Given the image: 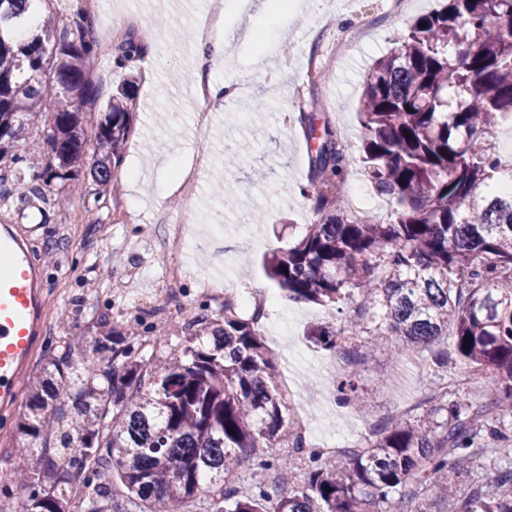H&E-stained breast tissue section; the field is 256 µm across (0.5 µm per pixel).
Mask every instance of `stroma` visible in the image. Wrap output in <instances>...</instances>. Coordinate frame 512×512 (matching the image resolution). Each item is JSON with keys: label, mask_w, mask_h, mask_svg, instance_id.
Masks as SVG:
<instances>
[{"label": "stroma", "mask_w": 512, "mask_h": 512, "mask_svg": "<svg viewBox=\"0 0 512 512\" xmlns=\"http://www.w3.org/2000/svg\"><path fill=\"white\" fill-rule=\"evenodd\" d=\"M206 0H100L96 15L85 28L91 37L119 47L127 38L142 40L143 23L157 22L164 51L144 47L132 67L120 68L112 53L93 57L90 75L98 86V105L132 78L136 81L133 130L123 160L114 170L119 189L101 187L79 174L54 180L48 198L15 194L0 202L1 224H28L41 213L43 230L31 241V251L45 277L43 316L48 324L36 344L32 365L22 374L20 401H27L28 386L37 369L56 351L60 336H93L98 332L96 313L123 328L140 320L142 335L151 339L150 352L165 355L181 344L186 312L217 309V301L200 294L198 281L211 278L224 287L247 295L261 288L273 295L262 319L280 326V333L264 332L266 347L276 366L281 395L298 391L311 403L331 399L334 384L324 379L325 368L338 362L340 373H352L360 407H335L317 418L306 434V450L320 446L322 431L373 426L407 412L409 419L426 416L425 397L442 386L448 373L437 368L432 351L393 356L373 346L367 335L345 336L342 352H332L306 340L308 326L331 314L314 303L284 304V293L266 276L263 260L288 248L315 219L313 203L302 188L307 183L310 143L300 120L314 114L342 129L351 151L361 146L357 118L364 77L378 58L394 49L395 31L406 18L428 12L439 0H410L405 17L387 15L382 0H302L300 13L285 17L279 26L264 25L268 0H249L244 11L224 19L229 63L219 76L247 87L256 110L245 112L233 102L213 113L207 128L194 124L195 82L186 60L194 46L197 14ZM365 23L367 39L337 65L308 80L304 51L314 34L335 39L350 23ZM305 89L306 103L296 108L295 86ZM43 120L28 122L15 142L14 168L30 175L48 153ZM190 156L200 161V182L194 196L197 223L187 225L183 247L167 242L165 225L185 210L183 194L159 200L156 191L164 174L163 161ZM137 168L135 183L124 180ZM64 201L55 208L53 198ZM131 209L126 220L122 208ZM72 221L71 236L60 239L61 218ZM177 272L179 288L170 303H163L157 284Z\"/></svg>", "instance_id": "1"}]
</instances>
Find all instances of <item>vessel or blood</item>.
Wrapping results in <instances>:
<instances>
[{
  "instance_id": "vessel-or-blood-1",
  "label": "vessel or blood",
  "mask_w": 512,
  "mask_h": 512,
  "mask_svg": "<svg viewBox=\"0 0 512 512\" xmlns=\"http://www.w3.org/2000/svg\"><path fill=\"white\" fill-rule=\"evenodd\" d=\"M35 224L0 225V417L17 407L20 377L45 333L43 276L29 253Z\"/></svg>"
}]
</instances>
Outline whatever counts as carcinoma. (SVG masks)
I'll return each instance as SVG.
<instances>
[{
    "instance_id": "1",
    "label": "carcinoma",
    "mask_w": 512,
    "mask_h": 512,
    "mask_svg": "<svg viewBox=\"0 0 512 512\" xmlns=\"http://www.w3.org/2000/svg\"><path fill=\"white\" fill-rule=\"evenodd\" d=\"M53 2L0 0V160L28 121L45 118L50 151L29 180L43 197L81 164L111 182L136 96L129 82L94 111L99 44ZM142 53L126 41L118 67ZM358 119L356 155L330 123L318 133L314 115L303 118L316 139L307 187L317 219L266 258V273L290 299L349 308L346 326L311 330L324 349L363 326L379 341L398 337L401 356L453 330L454 365L494 378L485 401L472 407L458 392L427 419L389 421L369 447L344 449L341 464L311 454L299 485L295 457L256 454L288 427L260 313L245 319L230 302L189 313L186 345L159 365L120 329L63 337L12 438L33 457L18 473L29 495L0 512H72L75 484L83 512H111L115 478L132 512H383L393 493L403 512H512V436L493 426L512 413V194L496 191L489 140L512 121V0H444L412 19L369 69ZM356 168L394 203L387 220L348 207L342 187ZM251 456L265 477L242 493L229 479ZM469 460L491 464L489 483L463 480Z\"/></svg>"
}]
</instances>
